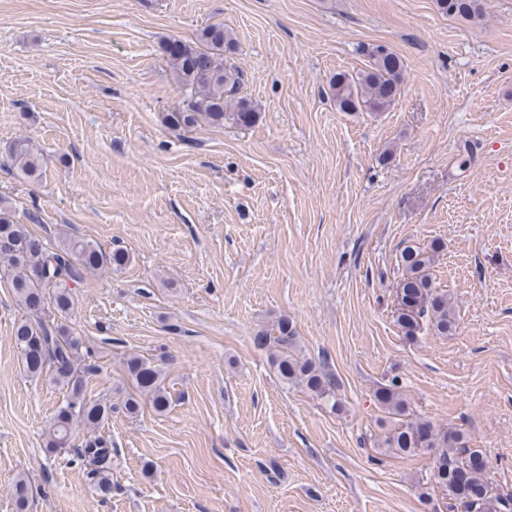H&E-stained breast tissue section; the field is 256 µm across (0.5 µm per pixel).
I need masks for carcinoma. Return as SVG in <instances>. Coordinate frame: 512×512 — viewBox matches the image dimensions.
Masks as SVG:
<instances>
[{
	"instance_id": "1",
	"label": "carcinoma",
	"mask_w": 512,
	"mask_h": 512,
	"mask_svg": "<svg viewBox=\"0 0 512 512\" xmlns=\"http://www.w3.org/2000/svg\"><path fill=\"white\" fill-rule=\"evenodd\" d=\"M436 7L443 14L465 19L483 16L481 0H436ZM234 50L235 38L222 23L202 28L194 42L176 38L167 42L173 74L185 91L182 105L163 116L168 128L220 127L228 109L237 125L249 127L256 123L258 105L238 96L244 75L225 59ZM363 53L368 58L365 69L355 75L338 73L330 80V95L342 112H384L400 94V56L379 44L365 47ZM6 152L9 166L20 176L31 182L41 180L43 155L30 140H12ZM0 238L12 243V248L0 249V274L10 281L16 305L29 315L13 329L22 366L32 376H47L54 386L65 391L64 404L45 431V452L50 456L75 453L88 469L96 489L106 495L112 491V441L94 431L112 417V397H88L91 368L81 366L82 342L65 324L55 323L42 313L51 307L60 317H67L74 306L69 284L80 281L85 274L120 273L129 265L130 254L121 248L106 250L95 242L73 237H65L49 248L28 225L15 220L9 201L3 197ZM440 249L436 243L426 248L408 245L400 253V305L395 316L407 337L417 335L425 326L446 335L454 326L448 291L435 287L429 275ZM255 341L272 350V364L283 381L301 384L331 410L340 409L337 377L324 362L297 353V331L288 318H279L271 331L259 332ZM126 369L153 409L165 412L170 401L162 386L161 369L138 355L126 359ZM375 398L392 422L379 447L399 456L421 448L432 451L430 482L446 492L451 512H512V492L493 484L483 453L470 446L462 431L410 416L396 377L380 385ZM80 427L91 436L77 445ZM30 487L27 474L14 478L9 494L16 512H26Z\"/></svg>"
}]
</instances>
